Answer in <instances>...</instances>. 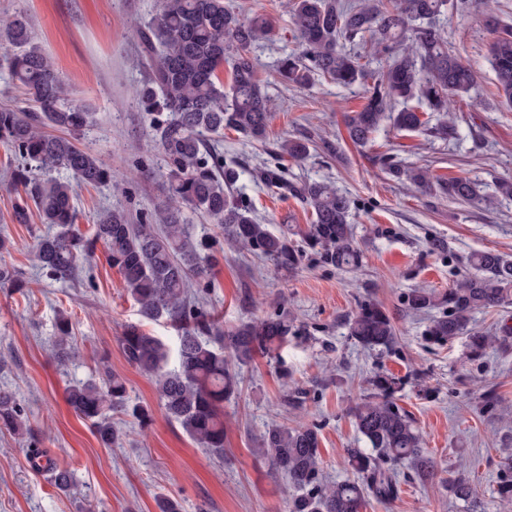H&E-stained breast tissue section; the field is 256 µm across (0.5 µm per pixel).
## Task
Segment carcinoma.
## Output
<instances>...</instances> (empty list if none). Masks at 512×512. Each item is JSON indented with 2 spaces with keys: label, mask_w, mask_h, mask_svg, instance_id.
<instances>
[{
  "label": "carcinoma",
  "mask_w": 512,
  "mask_h": 512,
  "mask_svg": "<svg viewBox=\"0 0 512 512\" xmlns=\"http://www.w3.org/2000/svg\"><path fill=\"white\" fill-rule=\"evenodd\" d=\"M289 2L298 51L279 60L278 75L293 87L308 86L316 79L360 86L364 104L345 116L346 133L354 145H371L386 121L399 132L427 131L445 141L457 139L449 104L474 89L476 73L450 49L435 19L450 6L467 13L475 0ZM482 20L493 35L490 61L498 97L512 105V23L494 12L484 13ZM273 30L267 16L245 17L226 0H161L143 33L148 72L138 96L154 114L167 164V191L208 218L227 242L271 262L277 270L291 272L301 264L303 250L292 240L296 234L323 263L339 270L356 268L362 251L350 224L351 201L346 194L324 183L292 182L280 166L254 168L252 176L258 183L295 198L312 215L305 229L276 233L254 218L245 199L234 195L240 167L205 149L210 137L226 129L258 141L266 137L271 100L247 52ZM370 52L384 58L381 70L369 67ZM228 59L232 74L226 88L218 72ZM0 61L19 89L13 104L0 107V145L16 162L9 178L21 191L13 219L19 224L37 219L49 226L34 237L37 266L52 280H71L97 245H103L108 264L122 275L139 315L144 319L166 316L178 328L177 343L171 349L141 325H126L118 341L127 363L153 379L159 408L167 418L179 423L201 447L223 452L224 403L239 393L235 368L251 363L259 352L277 358L294 334L290 318L281 314L226 329L188 307V289L206 279L217 240L206 231L194 235L190 225L180 223L173 213L133 217L121 208H109L100 213L89 233L82 232L73 204V182L112 184V167L78 144V137L90 127V113L69 102L65 76L35 44L32 26L20 15L0 18ZM413 102L437 117V122L431 125L421 119ZM310 142L307 137L290 138L281 150L303 161L310 154ZM378 162L397 182L459 204L489 209L512 199V178L500 179L495 192L486 194L469 178L442 181L429 168L407 165L394 154H383ZM59 169L72 179L55 176ZM470 263L474 275L447 292L414 289L405 296L412 312L437 305L448 308V314L434 319L427 331L438 343L466 333L474 310L512 302V259L480 251ZM0 284L26 287L20 274L2 263ZM345 326L365 349L381 354L395 350L393 319L376 302L360 305ZM54 339L57 358H79L72 344L70 314L59 313ZM471 348L479 356L488 349H512V326L472 334ZM368 384L370 394L350 410L356 429L371 446L369 452L346 450L345 464L357 474L354 480L323 481L316 426L277 422L267 426L261 448L288 478L293 490L288 512H363L370 498L389 503L399 493L396 467L405 461L422 482L436 476L435 461L423 447L413 419L398 405L405 379L377 372ZM67 401L107 448L119 444L122 437L112 425V412L129 410L142 427L153 417L146 407L128 406L126 381L109 372L70 385ZM0 430L28 441L32 458L45 459L34 467L45 470L51 484L61 490L74 484V472L57 467L39 451L40 438L8 388H0ZM448 487L455 499L473 502L474 488L464 474L448 479ZM496 492L503 499L512 498V458L501 464Z\"/></svg>",
  "instance_id": "1"
}]
</instances>
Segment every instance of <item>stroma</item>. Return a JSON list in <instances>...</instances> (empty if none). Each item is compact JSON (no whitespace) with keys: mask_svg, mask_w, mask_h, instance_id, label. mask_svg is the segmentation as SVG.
<instances>
[{"mask_svg":"<svg viewBox=\"0 0 512 512\" xmlns=\"http://www.w3.org/2000/svg\"><path fill=\"white\" fill-rule=\"evenodd\" d=\"M243 15L270 17L272 37L250 53L272 101L266 140L228 130L214 143L244 172L235 191L250 200L260 223L305 228L309 216L292 197L252 182L248 171L281 162L293 181L334 185L352 200L351 222L363 252L361 265L342 271L307 253L298 270H276L267 261L231 248L218 252L209 270L210 288L195 304L225 325L290 313L295 335L281 350L280 362L263 356L240 370L241 393L224 405L226 437L222 454L201 448L158 408L152 380L128 365L118 338L125 325L175 344L177 332L166 320H141L116 269L97 249L92 260L96 285L59 282L39 274L32 245L40 227L13 221L16 193L6 171L10 158L0 148V233L14 247L0 261L15 266L28 281L24 291L0 286V387L16 392L41 447L73 469L76 485L63 492L34 469L26 441L0 431V512H157L156 498L170 495L184 512H286L288 481L276 472L260 448L267 424L315 425L320 434L323 477L350 478L344 452L365 447L348 409L368 394L375 372L417 376L430 389L420 394L407 384L400 404L411 415L437 466L436 477L420 483L409 465L398 468L400 492L391 503L370 502L365 512H512V500L494 498L500 463L512 457V350H487L472 357L467 335L443 345L425 333L441 308L408 312L406 294L415 288L443 293L471 277V254L493 250L512 257V201L483 209L428 196L393 181L375 152L392 150L404 162L430 165L443 178L467 177L493 186L512 177V107L501 105L489 62L492 36L480 9L468 16L456 10L438 25L460 60L477 74L470 99L453 100L462 140L444 141L421 133L381 127L371 147L348 139L344 116L360 110V87L325 81L306 88L281 81L279 59L297 48L287 12L288 0H228ZM159 0H0V17L26 15L42 50L66 76L73 102L91 112L93 124L80 144L111 166L110 186L74 187L81 231H88L104 209L130 212L179 208L185 223L202 217L175 206L165 189V162L158 135L135 98L145 79L146 61L136 29L157 9ZM312 140L301 162L283 157L289 138ZM336 153H329V146ZM441 238L447 251H432ZM367 300L380 303L394 318L397 352L380 356L347 334L345 320ZM74 322L81 357L64 363L52 350L59 312ZM109 370L126 379L131 403L152 408L153 420L140 428L133 418L115 414L123 426L121 445L104 447L88 423L69 407L67 388L92 371ZM305 391L303 405H285V392ZM494 390L496 410H486L483 395ZM464 470L475 489L474 505L448 492V475Z\"/></svg>","mask_w":512,"mask_h":512,"instance_id":"1","label":"stroma"}]
</instances>
